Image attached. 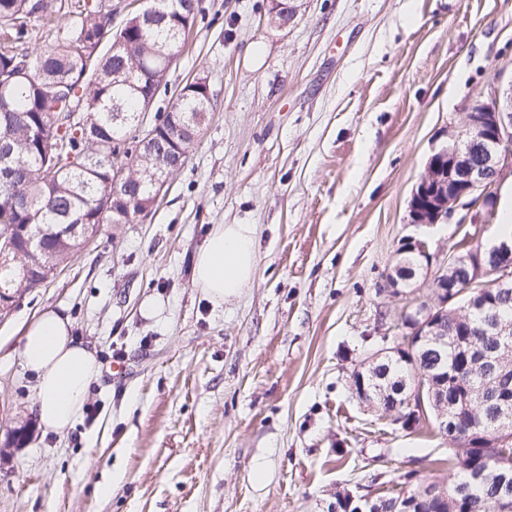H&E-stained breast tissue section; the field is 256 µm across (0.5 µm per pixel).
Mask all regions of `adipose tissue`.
<instances>
[{"mask_svg": "<svg viewBox=\"0 0 512 512\" xmlns=\"http://www.w3.org/2000/svg\"><path fill=\"white\" fill-rule=\"evenodd\" d=\"M257 230L252 224H220L197 251L194 283L214 304L249 287L257 267ZM69 316L44 310L26 327L18 358L36 378L35 409L40 424L62 433L73 426L99 375L94 353L77 342Z\"/></svg>", "mask_w": 512, "mask_h": 512, "instance_id": "obj_1", "label": "adipose tissue"}]
</instances>
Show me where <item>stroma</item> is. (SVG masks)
Listing matches in <instances>:
<instances>
[{
	"instance_id": "1",
	"label": "stroma",
	"mask_w": 512,
	"mask_h": 512,
	"mask_svg": "<svg viewBox=\"0 0 512 512\" xmlns=\"http://www.w3.org/2000/svg\"><path fill=\"white\" fill-rule=\"evenodd\" d=\"M200 8L153 103L207 78L213 110L184 165L147 217L101 225L0 316V512H336L340 490L454 478L446 438L364 410L350 375L407 306L385 287L402 240H426L438 264L460 237L413 224L411 192L512 78V0ZM218 224L256 225L258 252L250 288L220 305L192 275ZM48 308L100 364L93 414L62 434L39 425L17 356ZM24 424L29 443H11Z\"/></svg>"
}]
</instances>
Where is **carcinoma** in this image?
<instances>
[{
    "label": "carcinoma",
    "instance_id": "1",
    "mask_svg": "<svg viewBox=\"0 0 512 512\" xmlns=\"http://www.w3.org/2000/svg\"><path fill=\"white\" fill-rule=\"evenodd\" d=\"M154 12L146 21L135 10L123 21L127 46L112 51L115 35L112 9L87 6L86 0L71 7L60 0L49 13L47 44L34 52L23 47L30 0H0V33L20 45L18 51H0V70L19 74L8 90L0 93V134L10 137L11 162L22 170L14 189L19 203L0 207V229L27 228L42 242L45 254L31 256L20 233L12 235L14 253L6 267L0 266V287L22 296L42 287L47 278L21 276L22 263L36 270L46 262L65 266L83 248V236L66 232L69 224H130L136 207L112 205V166L136 139L137 123L116 127L112 113L134 116L145 111V101L161 89L169 62L159 50L180 55L199 12L198 0H146ZM134 75V81L115 76ZM81 93L87 129L65 122V100ZM213 95L192 79L179 89L170 108L161 113L157 151L146 154L135 169L129 192L145 197L151 189V174L166 166L174 152L189 154L195 139L176 135V130L205 121ZM482 304H470L462 296L448 304L441 317L448 330V348L433 347L410 363V352L398 350L365 375L370 391L367 407L383 416L394 412L395 402L405 399L418 377L433 386L448 375V396L424 398L426 413L438 419L439 411L451 406L448 425L455 435L450 461L460 472L455 493L422 497L411 512H498L497 502L512 496V353L496 354L490 324L512 327V293L482 289ZM499 434L505 443L484 444L485 433Z\"/></svg>",
    "mask_w": 512,
    "mask_h": 512
}]
</instances>
